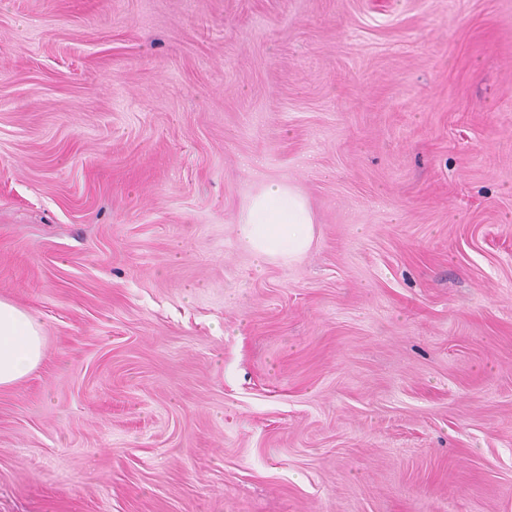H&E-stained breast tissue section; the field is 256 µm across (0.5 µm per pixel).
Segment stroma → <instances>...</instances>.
I'll return each mask as SVG.
<instances>
[{"instance_id": "obj_1", "label": "stroma", "mask_w": 512, "mask_h": 512, "mask_svg": "<svg viewBox=\"0 0 512 512\" xmlns=\"http://www.w3.org/2000/svg\"><path fill=\"white\" fill-rule=\"evenodd\" d=\"M0 298V512H512V0H0ZM314 224L306 196L289 182L271 181L247 200L236 230L241 245L261 269L269 263L298 262L313 244ZM45 351L43 324L37 312L0 299V389L28 376Z\"/></svg>"}]
</instances>
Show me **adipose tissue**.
Segmentation results:
<instances>
[{
	"label": "adipose tissue",
	"mask_w": 512,
	"mask_h": 512,
	"mask_svg": "<svg viewBox=\"0 0 512 512\" xmlns=\"http://www.w3.org/2000/svg\"><path fill=\"white\" fill-rule=\"evenodd\" d=\"M315 216L306 196L293 184L262 185L242 207L236 224L241 245L258 266L292 265L311 248ZM46 351L37 312L0 299V389L14 386L42 361Z\"/></svg>",
	"instance_id": "1"
}]
</instances>
